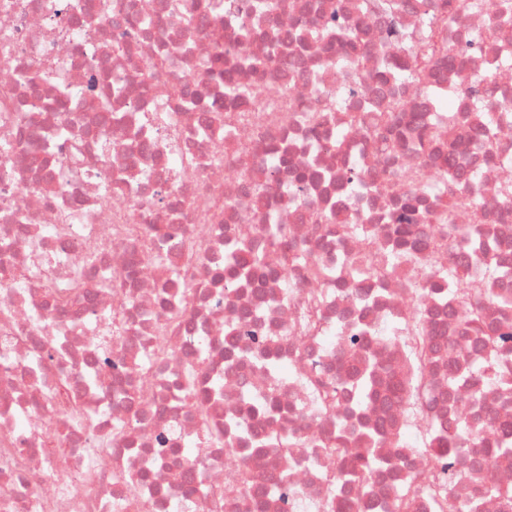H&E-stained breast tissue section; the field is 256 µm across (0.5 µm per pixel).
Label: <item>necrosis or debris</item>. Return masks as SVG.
I'll use <instances>...</instances> for the list:
<instances>
[{
    "label": "necrosis or debris",
    "mask_w": 512,
    "mask_h": 512,
    "mask_svg": "<svg viewBox=\"0 0 512 512\" xmlns=\"http://www.w3.org/2000/svg\"><path fill=\"white\" fill-rule=\"evenodd\" d=\"M397 2L388 13L355 0H205L188 25L184 0H0V512H336L341 499L349 512H402L408 482L420 491L403 512H512V464L481 463L499 430L459 450L462 484L437 474L429 446L433 428L463 415L512 424V385L438 303L433 277L414 279L394 247L393 198L409 186L389 181L383 160L423 167L377 130L407 127L424 105L387 33L393 24L421 40V0ZM334 15L339 32L298 41L306 22ZM232 18L254 36L225 32ZM352 26L356 61L343 36ZM505 26L512 0L450 15L447 39L465 59L436 68L454 106L431 127L430 169L455 158L471 197L451 208L433 188L413 219L429 267L480 275L494 291L512 288L492 272L512 261V219L495 217L512 185V38L486 34ZM228 72L248 98L225 95ZM480 72L490 83L468 93ZM191 81L193 107L179 95ZM385 85L402 111L379 110ZM331 92L327 134L342 143L327 149L305 116ZM356 163L353 187L343 170ZM447 209L457 224H497L486 251L443 246ZM271 223L326 276L280 266L261 233ZM151 224L163 234L146 236ZM240 248L261 253L262 267H240L230 289ZM418 318L441 344L423 374L426 403L356 412L358 371L404 368ZM196 394L221 444L203 440ZM383 417L375 447L352 448L385 468L367 493L328 447Z\"/></svg>",
    "instance_id": "necrosis-or-debris-1"
}]
</instances>
